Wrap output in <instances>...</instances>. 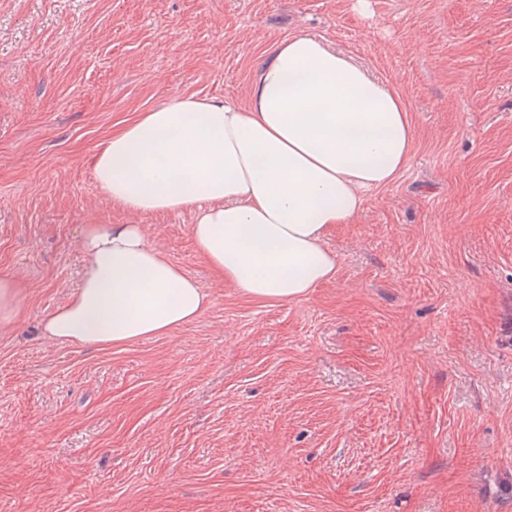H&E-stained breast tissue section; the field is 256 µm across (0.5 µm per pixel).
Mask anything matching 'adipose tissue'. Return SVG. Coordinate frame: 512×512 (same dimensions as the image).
<instances>
[{
  "instance_id": "1",
  "label": "adipose tissue",
  "mask_w": 512,
  "mask_h": 512,
  "mask_svg": "<svg viewBox=\"0 0 512 512\" xmlns=\"http://www.w3.org/2000/svg\"><path fill=\"white\" fill-rule=\"evenodd\" d=\"M411 150L398 92L298 33L261 65L248 105L174 98L106 138L93 173L123 210L191 211L192 236L217 279L293 301L334 278L327 235L395 179ZM81 248L79 285L42 320L43 336L128 343L165 335L211 304L141 225H84Z\"/></svg>"
}]
</instances>
